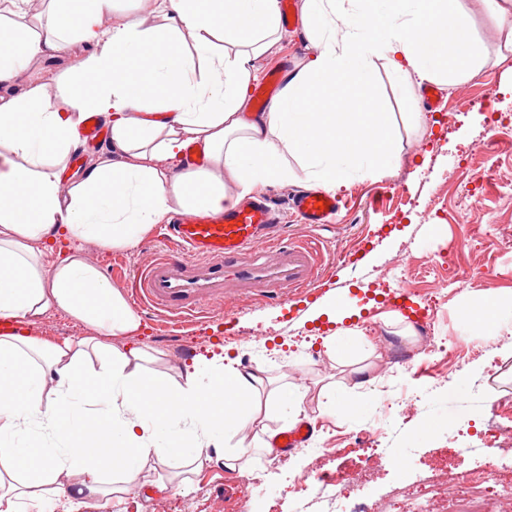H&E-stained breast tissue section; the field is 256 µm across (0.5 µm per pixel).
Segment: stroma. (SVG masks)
Returning a JSON list of instances; mask_svg holds the SVG:
<instances>
[{"mask_svg": "<svg viewBox=\"0 0 512 512\" xmlns=\"http://www.w3.org/2000/svg\"><path fill=\"white\" fill-rule=\"evenodd\" d=\"M84 50V44L76 43L56 58L38 62L13 86L0 87V96L20 94L33 79L57 78ZM307 53V41L296 27L285 30L272 52L252 60L251 65L263 75L285 62L296 65ZM374 72L383 107L391 112L400 132L402 159L384 178H368L339 189L346 208L333 227L316 233L330 259L323 280L291 307H269L255 297L234 305L226 314L189 325L159 312H143L134 336L139 346L166 352L178 366L199 354L209 358L222 352L243 362L263 361L269 377L267 390L287 385L309 387L312 396L299 417L318 426L308 442L317 449V456L311 459L297 450L287 454L276 450L255 455L248 470L232 471L224 465L223 448H213L210 461L193 476L189 489L161 493L145 486L133 489L119 501H92L84 512H127L131 506L137 512H154L157 504L171 500L178 512H225L224 497L228 494L255 498L257 512H289L294 475L311 466L326 473L363 470L361 481L339 488L342 500L351 506L391 493L401 482L414 494L433 474L466 475L474 466L466 450L477 446L488 448L495 460L493 482L512 485V420L501 418L496 411L500 398H512V333L480 344L458 316L466 297L512 290V211L502 208L492 192L479 195V209L470 213L465 224L437 219L428 206L443 185L450 189L449 205H458V183L478 177L483 169L512 177V154L506 152L483 158L476 167L467 165L471 154L488 140L492 128L512 120V58L467 83V90L473 93L493 89V96L480 105L452 112L458 92L439 86L442 104L437 111L425 113L424 124L418 129L406 123L403 110L405 99L419 96V88L398 84L385 61H377ZM365 238L370 248L359 267L342 266L347 250ZM407 253L421 265L412 286L414 300L423 308L429 303L432 284L446 273L443 261L448 254H457L459 263L475 275L471 284L449 290L430 334L451 346L475 344L476 351L465 365L471 379L468 386L458 385L455 375L449 373L447 352L425 350V336L395 334L373 310L345 321L346 326H359L367 345L375 349L368 359V372L360 375L351 367L326 360L322 334L332 326L327 323L322 331H315L308 319L310 307L340 291L364 302L382 300L385 290L397 286L400 272L394 267L396 259ZM253 330L263 334L259 343H241V336ZM26 331L51 340L93 333L92 328L56 309L29 324ZM438 382L443 383V390L437 398L423 401L418 416H404L399 406L385 404V388L406 383L422 393ZM326 385L339 390L356 387L354 415L322 412L314 395ZM444 407L463 418L447 434L438 430ZM377 429L385 432L393 448L402 444L400 436H407L406 475L398 474L393 459L383 450L374 455L367 468L359 456L337 458L320 450L322 443L338 438L368 446L370 432Z\"/></svg>", "mask_w": 512, "mask_h": 512, "instance_id": "stroma-1", "label": "stroma"}]
</instances>
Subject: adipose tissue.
Listing matches in <instances>:
<instances>
[{"mask_svg": "<svg viewBox=\"0 0 512 512\" xmlns=\"http://www.w3.org/2000/svg\"><path fill=\"white\" fill-rule=\"evenodd\" d=\"M139 2L147 17L120 15L117 0H0V86L88 46L76 80L0 96V322L54 307L94 330L59 342L0 335V512L63 497L82 512L147 483L165 491L151 470L177 457L200 473L205 445L232 436L229 469L271 453L269 441L238 435L264 421L265 366L244 372L217 354L180 381L146 372V359L166 355L125 345L140 319L90 250L136 248L172 215L230 208L280 184L333 190L387 175L402 147L380 109L376 60L403 85L456 88L490 65V46L512 51V0H300L312 53L267 111L252 112L251 61L281 38L278 0ZM480 14L493 20L488 32ZM90 112L110 126L113 151L62 186ZM193 143L206 163L188 170ZM460 320L478 335L511 329L512 292L470 297Z\"/></svg>", "mask_w": 512, "mask_h": 512, "instance_id": "obj_1", "label": "adipose tissue"}]
</instances>
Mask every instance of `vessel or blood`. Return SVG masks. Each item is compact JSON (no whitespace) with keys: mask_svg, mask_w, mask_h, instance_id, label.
I'll use <instances>...</instances> for the list:
<instances>
[{"mask_svg":"<svg viewBox=\"0 0 512 512\" xmlns=\"http://www.w3.org/2000/svg\"><path fill=\"white\" fill-rule=\"evenodd\" d=\"M89 120L80 129L83 147L111 144L101 117L93 114ZM289 206L299 223L318 229L334 224L341 208L339 197L320 189L295 193ZM157 237L176 243L180 252L157 254L141 271L131 290L133 305L183 322L232 300L257 297L280 306L303 294L325 271L318 240L287 232L268 197L247 198L219 212L178 215L158 227ZM313 433V424L302 420L277 433L273 446L286 453Z\"/></svg>","mask_w":512,"mask_h":512,"instance_id":"vessel-or-blood-1","label":"vessel or blood"}]
</instances>
